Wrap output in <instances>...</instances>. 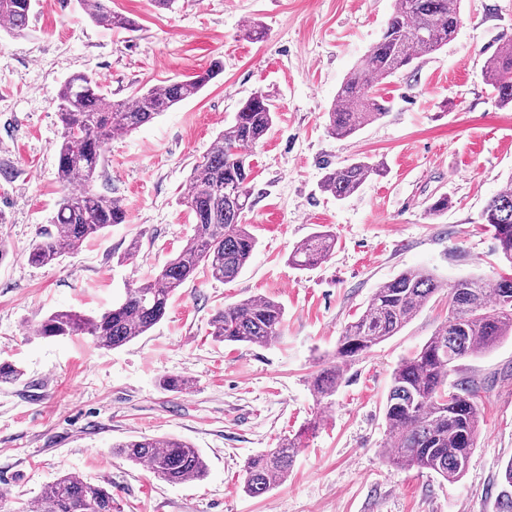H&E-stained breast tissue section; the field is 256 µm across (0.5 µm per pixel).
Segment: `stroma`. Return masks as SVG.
<instances>
[{"instance_id":"1","label":"stroma","mask_w":512,"mask_h":512,"mask_svg":"<svg viewBox=\"0 0 512 512\" xmlns=\"http://www.w3.org/2000/svg\"><path fill=\"white\" fill-rule=\"evenodd\" d=\"M110 6L136 31L92 22L78 0H37L24 35L0 31V362L23 371L19 383L0 385V500L9 512H33L43 488L68 472L111 489L123 512H500V468L512 460L511 336L450 374L477 390L481 411L459 481L391 468L385 456L392 372L447 320V291L346 367L331 403L317 402L310 383L317 359L334 353L374 289L401 271L425 268L444 283L512 275L480 222L512 175V110L483 79L500 37L512 35V0H462L455 37L381 84L389 112L344 139L328 134L327 114L394 0ZM253 19L266 32L258 42L241 34ZM215 60L224 70L197 96L110 143L92 188L121 199L128 222L52 264H30L60 192L62 83L91 74L118 100ZM257 91L278 110L253 150L254 206L244 221L258 243L241 275L224 283L199 272L145 336L114 350L86 336H32L53 311L110 308L175 255L193 229L181 203L193 166ZM356 159L379 164L382 175L344 201L321 191L326 168ZM444 194L452 208L427 217ZM320 229L336 236L332 256L307 270L290 265L294 245ZM253 296L284 306V336L262 347L215 342L212 317ZM165 376L191 385L164 390ZM315 418L318 429L304 432ZM164 436L201 452L204 479L166 484L116 449ZM296 437L302 447L287 479L265 495L245 494V460Z\"/></svg>"}]
</instances>
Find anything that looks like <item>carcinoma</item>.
<instances>
[{
  "label": "carcinoma",
  "mask_w": 512,
  "mask_h": 512,
  "mask_svg": "<svg viewBox=\"0 0 512 512\" xmlns=\"http://www.w3.org/2000/svg\"><path fill=\"white\" fill-rule=\"evenodd\" d=\"M79 4L95 23L136 29L134 21L112 11L108 0H79ZM32 9L33 0H0V29L24 34ZM460 23L461 0H395L380 38L363 63L342 81L327 112V132L336 138L349 137L382 118L388 105L378 95V86L447 45ZM221 71V64L213 62L163 86L135 90L122 100L104 93L90 74L65 80L56 98L63 127L56 147L62 196L52 220L54 229L34 241L28 261L37 266L51 264L108 227L126 223L128 211L120 200L91 189L106 145L197 95ZM485 79L497 103L512 108V36L504 38L487 61ZM275 117L272 99L262 92L252 94L194 165L183 199L193 216V234L154 277L128 288L121 302L95 316L54 311L32 334L88 336L101 347L119 348L160 322L175 292L199 270L221 282L235 280L257 245L249 225L242 223L252 206L251 152L271 130ZM379 173V165L354 160L326 171L320 189L338 201L347 200ZM481 221L492 231L495 252L512 265V177L487 201ZM335 247L336 236L319 230L293 247L289 261L309 269L326 261ZM442 288L435 274L421 268L406 269L379 285L365 311L343 329L332 360L313 377L317 399L329 401L344 367L400 332ZM448 295V320L392 373L383 408L384 447L392 467H416L455 482L465 473L476 448L480 410L476 391L449 382V374L456 362L489 351L512 335V278L461 277L448 283ZM284 316L278 302L250 297L224 306L211 321V336L217 342L262 346L284 335ZM22 376L14 364L0 362V384H14ZM450 390L455 393L451 398ZM118 448L127 461L147 466L169 484L200 480L207 472L199 450L173 437L130 440ZM299 450L300 442L290 440L248 458L244 492L258 497L284 482ZM115 502L106 488L65 473L44 489L39 512H114Z\"/></svg>",
  "instance_id": "cac0c4a2"
}]
</instances>
